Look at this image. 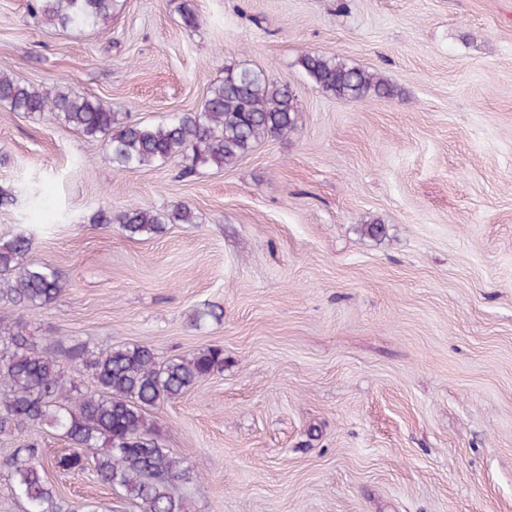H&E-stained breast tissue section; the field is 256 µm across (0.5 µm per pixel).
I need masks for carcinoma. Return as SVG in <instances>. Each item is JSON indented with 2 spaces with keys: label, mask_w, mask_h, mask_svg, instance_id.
Returning a JSON list of instances; mask_svg holds the SVG:
<instances>
[{
  "label": "carcinoma",
  "mask_w": 512,
  "mask_h": 512,
  "mask_svg": "<svg viewBox=\"0 0 512 512\" xmlns=\"http://www.w3.org/2000/svg\"><path fill=\"white\" fill-rule=\"evenodd\" d=\"M118 6L119 0L29 3L33 16L73 34L97 29ZM300 65L315 86L338 99L397 94L376 74L323 54L308 52ZM0 103L12 112L48 114L85 137L105 139L106 155L116 169H147L179 158L184 175L235 164L261 140L292 131L299 112L288 86L260 69L238 67L224 69V79L209 87L197 110L174 113L158 124L122 121L112 106L66 85L48 92L4 73ZM91 222L118 224L127 237L140 238L161 234L167 224H194L196 217L186 204L163 212L131 204L116 214L100 209ZM30 250V238L22 234L0 240V303L33 312L57 301L67 278L49 263L26 260ZM25 329L22 317L11 327H0V434L47 427L60 432L69 447L46 463L29 442L4 461L25 512H98L90 503L75 506L63 499L45 477L48 465L72 474L92 473L124 491L139 512H188L177 489L190 480L189 471L164 448L149 412L223 371L224 350L210 347L161 360L146 345L96 350L78 343L69 357L93 387L81 392L75 380L65 378L57 355L38 351Z\"/></svg>",
  "instance_id": "obj_1"
}]
</instances>
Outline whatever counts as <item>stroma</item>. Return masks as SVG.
<instances>
[{"mask_svg": "<svg viewBox=\"0 0 512 512\" xmlns=\"http://www.w3.org/2000/svg\"><path fill=\"white\" fill-rule=\"evenodd\" d=\"M27 4L0 0V72L40 89L158 123L232 65L298 98L288 135L189 177L115 169L103 139L0 104V238L31 237L68 279L26 315L34 341L224 350L152 413L191 512H512V0H121L83 34ZM309 51L398 94L330 97ZM133 202L196 221L139 239L90 221ZM209 304L220 318L193 327ZM26 438L67 449L48 428L0 436V512H24L4 461ZM47 476L136 512L91 474Z\"/></svg>", "mask_w": 512, "mask_h": 512, "instance_id": "stroma-1", "label": "stroma"}]
</instances>
